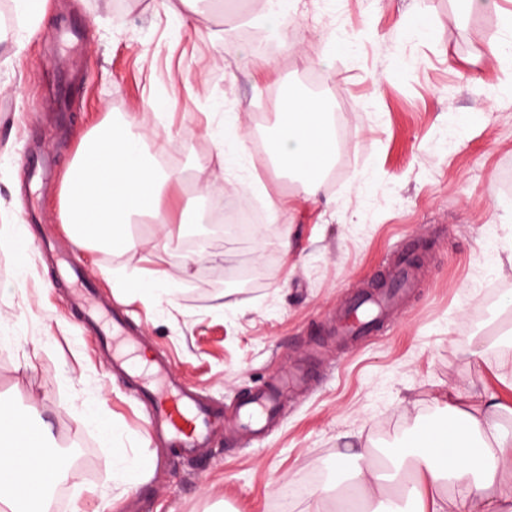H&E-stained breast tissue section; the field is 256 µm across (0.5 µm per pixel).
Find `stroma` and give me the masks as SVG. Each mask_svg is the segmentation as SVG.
Masks as SVG:
<instances>
[{
  "label": "stroma",
  "instance_id": "obj_1",
  "mask_svg": "<svg viewBox=\"0 0 512 512\" xmlns=\"http://www.w3.org/2000/svg\"><path fill=\"white\" fill-rule=\"evenodd\" d=\"M46 0L37 24L19 20L0 44V214L29 240L17 264L0 223V399L50 428L49 451L72 442L86 461L66 479L62 512H307L349 448L409 443L451 389L477 387L512 408V320L501 305L512 270V61L487 56L512 37L494 12L462 13L456 0H301L298 11L243 24L266 0ZM300 38L299 51L273 41ZM335 106L347 166L308 200L270 151L292 88ZM130 113L154 134L174 182L168 225H130L136 250L77 246L61 216L64 174L90 129ZM246 135L234 166L212 136L225 114ZM205 172L208 191L196 180ZM259 178L263 202L283 201L279 223L245 238L211 221L224 200L249 201L239 182ZM199 224L167 239L184 202ZM422 254L420 286L385 332L350 347L335 319L369 290L394 248ZM212 253L197 260L199 251ZM75 258L99 300L126 311L131 329L172 370L231 411L256 383L311 365L288 393L279 423L259 438L215 429L202 457L160 449L148 412L110 370L59 260ZM164 272L175 293L134 289ZM141 467L126 478V460Z\"/></svg>",
  "mask_w": 512,
  "mask_h": 512
}]
</instances>
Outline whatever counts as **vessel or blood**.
<instances>
[{
    "mask_svg": "<svg viewBox=\"0 0 512 512\" xmlns=\"http://www.w3.org/2000/svg\"><path fill=\"white\" fill-rule=\"evenodd\" d=\"M418 269L419 263L409 250L399 251L394 262L379 274L375 290L353 299L349 309L351 317L340 320V332L357 338L373 334L384 326L406 290L417 287ZM105 339L112 344L113 369L123 371L122 346L138 345L139 340L129 331L128 321L122 314L113 313ZM150 363L155 368L152 377L140 376L132 383L134 391L150 406L148 433L161 438L182 455H193L197 449L206 447L210 429L221 420V412L194 386L175 374L162 354H153ZM305 382L306 375L300 370L285 378L262 382L240 400L235 422L249 436L263 435L276 422L282 397Z\"/></svg>",
    "mask_w": 512,
    "mask_h": 512,
    "instance_id": "vessel-or-blood-1",
    "label": "vessel or blood"
}]
</instances>
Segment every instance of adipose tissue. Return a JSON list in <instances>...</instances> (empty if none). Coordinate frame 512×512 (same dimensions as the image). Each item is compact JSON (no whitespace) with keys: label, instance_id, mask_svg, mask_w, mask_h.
I'll return each instance as SVG.
<instances>
[{"label":"adipose tissue","instance_id":"1","mask_svg":"<svg viewBox=\"0 0 512 512\" xmlns=\"http://www.w3.org/2000/svg\"><path fill=\"white\" fill-rule=\"evenodd\" d=\"M336 156L330 112L317 104L292 112L279 128L273 152L281 166L296 171L312 147ZM171 174L129 118L93 130L61 188L63 220L81 246L105 251L138 246L127 226L148 215L165 223L161 200ZM439 413L414 433L411 445L391 454L393 472H383L371 449L352 448L336 460V482L318 489L310 512L333 504L345 512L354 495L360 512H512V409L486 392H451ZM15 408L0 403V512H49L51 496L37 458L41 439L22 429Z\"/></svg>","mask_w":512,"mask_h":512}]
</instances>
